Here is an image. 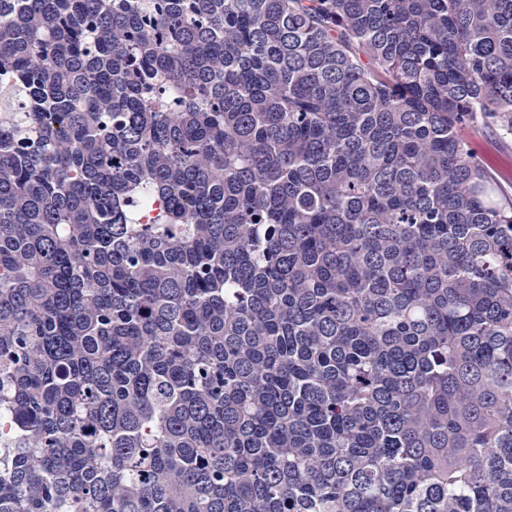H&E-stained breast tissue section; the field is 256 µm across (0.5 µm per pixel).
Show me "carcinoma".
<instances>
[{
    "label": "carcinoma",
    "mask_w": 512,
    "mask_h": 512,
    "mask_svg": "<svg viewBox=\"0 0 512 512\" xmlns=\"http://www.w3.org/2000/svg\"><path fill=\"white\" fill-rule=\"evenodd\" d=\"M512 0H0V512H512ZM466 136L472 149L492 163L500 190L512 195V136L502 139L479 116L470 124Z\"/></svg>",
    "instance_id": "cac0c4a2"
}]
</instances>
